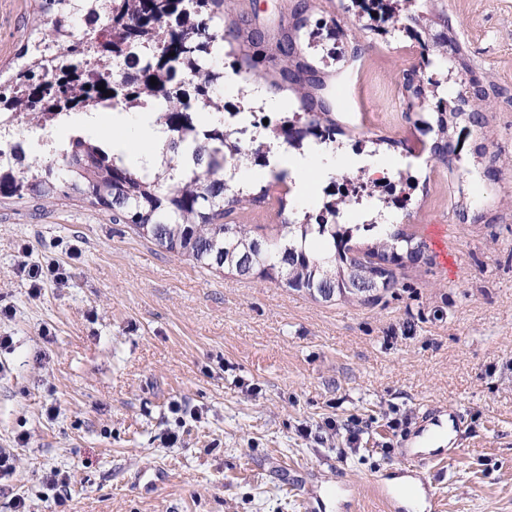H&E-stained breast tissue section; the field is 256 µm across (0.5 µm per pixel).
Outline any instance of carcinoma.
I'll list each match as a JSON object with an SVG mask.
<instances>
[{"mask_svg":"<svg viewBox=\"0 0 512 512\" xmlns=\"http://www.w3.org/2000/svg\"><path fill=\"white\" fill-rule=\"evenodd\" d=\"M74 2H35L40 23L27 34L8 76L0 78V86L10 92L0 94V115L23 105L29 124L36 127L43 112H91L107 102L116 109L158 93L163 98L158 122L175 134L168 143L172 156L164 172L147 173L108 154L82 132L69 136L49 165L0 167V199L77 197L111 212L113 223L128 225L138 237L202 269L278 279L325 302L374 304L399 286L395 272L384 282L372 280L377 261L399 267L425 259V242L393 221L327 224L303 209L285 220L280 237L262 241L248 225L229 220L239 211L272 204L281 215L287 202L271 196L270 183L244 191L224 181L225 153L237 146L226 141L224 123L201 133L195 125L200 113L224 109V94L209 85L205 73L186 70L185 63L196 57L209 59L203 68L218 66L229 44L235 69L256 76L274 93L294 96L296 121L268 125L271 141L291 148L310 139L333 145L342 134L330 101L336 69L304 38L321 17L313 0L291 4L288 22L277 27L248 21L240 0H112L115 27L104 43L74 35ZM407 19L432 40L442 59H453L454 70L469 71L458 43L437 39L423 12L413 9ZM131 43L145 45L144 58L124 55ZM152 77L157 84H150ZM468 107V98L461 95L453 107L440 106L416 122L417 130L433 140V157L446 167L459 158L454 127L484 123L483 115Z\"/></svg>","mask_w":512,"mask_h":512,"instance_id":"cac0c4a2","label":"carcinoma"}]
</instances>
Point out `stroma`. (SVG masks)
I'll use <instances>...</instances> for the list:
<instances>
[{"instance_id": "35a3bbf8", "label": "stroma", "mask_w": 512, "mask_h": 512, "mask_svg": "<svg viewBox=\"0 0 512 512\" xmlns=\"http://www.w3.org/2000/svg\"><path fill=\"white\" fill-rule=\"evenodd\" d=\"M442 2L477 79L497 87L473 104L486 124L463 134V170L436 162L414 125L456 89L399 108L415 59L379 36L331 91L349 102L346 134L404 141L424 182L401 220L427 260L398 269L377 303L200 269L78 200L0 202V304L15 309L0 320L13 339L0 448L17 465L0 512L19 495L31 512H389L372 482L408 477L397 453L430 407L468 423L454 455L420 469L438 512H512V0ZM35 18L33 0H0V68ZM480 151L498 154L500 179L472 171ZM459 196L483 221L449 216ZM50 259L69 284L31 297L18 265ZM54 467L71 475L65 490L42 483Z\"/></svg>"}]
</instances>
